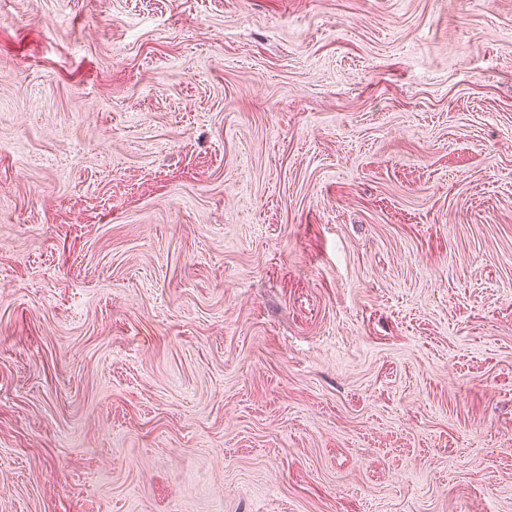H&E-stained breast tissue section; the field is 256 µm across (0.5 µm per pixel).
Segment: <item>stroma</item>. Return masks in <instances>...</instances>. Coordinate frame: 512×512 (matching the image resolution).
Segmentation results:
<instances>
[{
	"mask_svg": "<svg viewBox=\"0 0 512 512\" xmlns=\"http://www.w3.org/2000/svg\"><path fill=\"white\" fill-rule=\"evenodd\" d=\"M0 512H512V0H0Z\"/></svg>",
	"mask_w": 512,
	"mask_h": 512,
	"instance_id": "1",
	"label": "stroma"
}]
</instances>
